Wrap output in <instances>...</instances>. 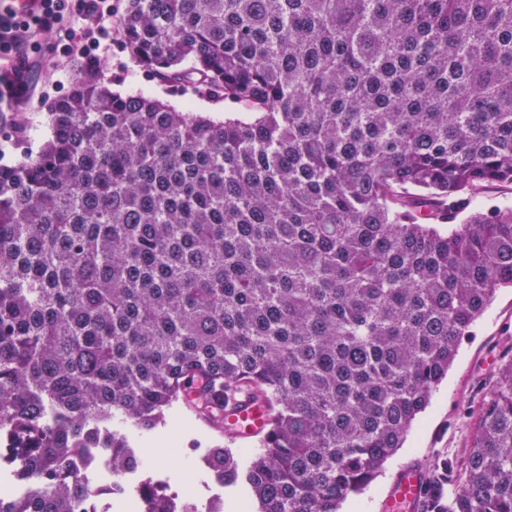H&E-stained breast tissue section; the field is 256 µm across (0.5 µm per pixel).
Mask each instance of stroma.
<instances>
[{"instance_id":"stroma-1","label":"stroma","mask_w":512,"mask_h":512,"mask_svg":"<svg viewBox=\"0 0 512 512\" xmlns=\"http://www.w3.org/2000/svg\"><path fill=\"white\" fill-rule=\"evenodd\" d=\"M99 41L93 61L99 65L114 91L143 93L179 110L223 118L232 104L200 97L187 84H171L145 71L121 48L116 22L87 18L64 31L32 37L20 59L32 74L31 97L27 101L0 104V162L9 164L23 153L37 152L49 131L47 106L66 94L70 87L73 57L63 56L64 45ZM512 336V288H503L469 335L461 337L457 356L448 376L433 393L426 411L413 423L403 448L383 466L376 480L361 494L348 499L341 512H381L380 502L395 473L406 466H420L438 455L460 460L469 435L468 406L482 396L481 385L499 356L507 337ZM142 467L128 477L130 486L155 473H163L168 491H191L199 505H206L216 491H223L225 504L247 501L242 486L218 488L206 473L202 460L209 448L222 443L223 434L210 429L190 406L177 404L164 425L150 433H129Z\"/></svg>"}]
</instances>
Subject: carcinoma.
Here are the masks:
<instances>
[{
  "mask_svg": "<svg viewBox=\"0 0 512 512\" xmlns=\"http://www.w3.org/2000/svg\"><path fill=\"white\" fill-rule=\"evenodd\" d=\"M124 50L243 106L113 92L83 61L36 153L0 164V512H77L184 401L267 397L263 452L210 449L254 512H340L402 447L459 339L512 288V0H123ZM416 512H512V344ZM142 512H215L138 493ZM475 204L489 207L498 203L512 205V186H486L475 191ZM69 470L77 471L80 477L84 478L87 482H90V479L92 481L100 473L112 474L109 457L101 455L94 448H90L87 458L83 455L75 457L70 463Z\"/></svg>",
  "mask_w": 512,
  "mask_h": 512,
  "instance_id": "cac0c4a2",
  "label": "carcinoma"
}]
</instances>
